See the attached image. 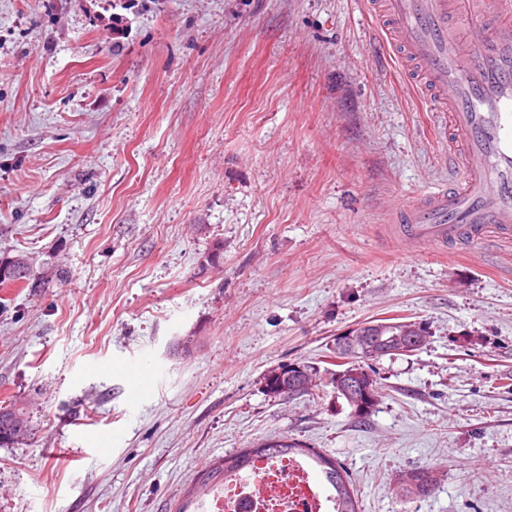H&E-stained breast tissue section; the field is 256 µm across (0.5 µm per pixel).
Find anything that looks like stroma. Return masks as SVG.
Returning a JSON list of instances; mask_svg holds the SVG:
<instances>
[{
  "label": "stroma",
  "mask_w": 512,
  "mask_h": 512,
  "mask_svg": "<svg viewBox=\"0 0 512 512\" xmlns=\"http://www.w3.org/2000/svg\"><path fill=\"white\" fill-rule=\"evenodd\" d=\"M457 176L364 0H0V255L40 282L0 287V512H175L281 435L361 512H512V243L391 216ZM386 318L429 342L370 362L365 420L266 393ZM30 430V421L23 406L12 404L9 411L0 414V444L14 443L15 440L27 436ZM2 433H6L7 438H2ZM439 472L429 466H419L398 475L393 482V492L399 499L432 495L440 483Z\"/></svg>",
  "instance_id": "stroma-1"
}]
</instances>
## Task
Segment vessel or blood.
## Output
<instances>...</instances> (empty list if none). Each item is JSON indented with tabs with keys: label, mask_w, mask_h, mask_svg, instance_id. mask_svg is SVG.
Wrapping results in <instances>:
<instances>
[{
	"label": "vessel or blood",
	"mask_w": 512,
	"mask_h": 512,
	"mask_svg": "<svg viewBox=\"0 0 512 512\" xmlns=\"http://www.w3.org/2000/svg\"><path fill=\"white\" fill-rule=\"evenodd\" d=\"M404 78L443 113L457 183L398 208L412 240L512 236V0H366Z\"/></svg>",
	"instance_id": "1"
}]
</instances>
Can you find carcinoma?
Wrapping results in <instances>:
<instances>
[{
	"mask_svg": "<svg viewBox=\"0 0 512 512\" xmlns=\"http://www.w3.org/2000/svg\"><path fill=\"white\" fill-rule=\"evenodd\" d=\"M31 277V264H23L17 256L0 257V286H6L11 282L20 280L28 281ZM361 332L368 334V339L376 343L378 354L376 358L393 355L395 349L394 337L412 336L415 330L411 325L395 318L386 320L383 324H376L370 327L361 328ZM336 359H350L365 361L367 357L360 355L352 349L345 337L336 340V349L333 351ZM308 373L303 377L291 375L287 378L275 374L271 370L267 373L265 391L274 397H283L282 388L291 387L296 383L301 384L302 394L313 398L321 399L326 395L334 394L338 398H345L344 388H356L351 399L347 403L351 408V414L358 420L367 418L378 404L380 398V387L377 380H369L371 373L362 370L360 375L352 377V369L346 367L334 372L330 382H316L311 373L312 367H306ZM31 430L30 421L23 406L12 404L10 410L0 414V434L5 433L7 437H0L1 443L13 442L26 436ZM262 451L254 448H243L234 455L224 456V462H214L203 469L200 478V488L212 487L224 480L228 475L239 473L252 466L258 458H293L305 456L319 469L325 481L336 492L338 504L337 512H360L357 495L354 493L351 480L344 467L321 450L309 448L300 441L282 436L279 441L273 444L262 442L258 444ZM440 483L439 472L429 466H419L407 470L398 475L393 482V492L399 499L409 497H426L432 495Z\"/></svg>",
	"mask_w": 512,
	"mask_h": 512,
	"instance_id": "cac0c4a2",
	"label": "carcinoma"
}]
</instances>
